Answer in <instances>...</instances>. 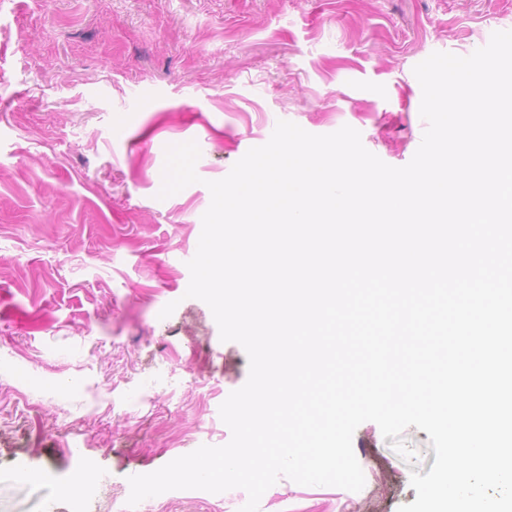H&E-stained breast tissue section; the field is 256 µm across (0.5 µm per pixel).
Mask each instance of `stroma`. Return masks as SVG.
Returning <instances> with one entry per match:
<instances>
[{"label":"stroma","mask_w":512,"mask_h":512,"mask_svg":"<svg viewBox=\"0 0 512 512\" xmlns=\"http://www.w3.org/2000/svg\"><path fill=\"white\" fill-rule=\"evenodd\" d=\"M500 28L512 0H0V512H73L82 461L102 480L85 512H112L130 476L228 443L248 356L185 295L208 182L280 120L351 126L405 166L427 127L414 67ZM192 140L198 182L159 199L166 147ZM403 439L413 461L362 423L361 491L283 477L259 512H398L435 460L425 431Z\"/></svg>","instance_id":"obj_1"}]
</instances>
